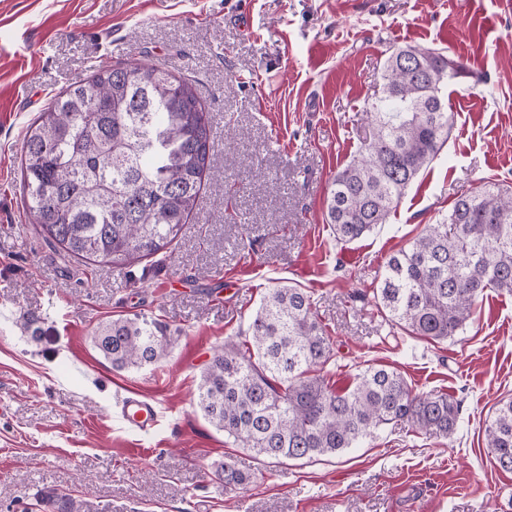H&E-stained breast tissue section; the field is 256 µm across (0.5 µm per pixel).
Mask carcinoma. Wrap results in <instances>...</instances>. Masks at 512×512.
Segmentation results:
<instances>
[{
  "label": "carcinoma",
  "instance_id": "1",
  "mask_svg": "<svg viewBox=\"0 0 512 512\" xmlns=\"http://www.w3.org/2000/svg\"><path fill=\"white\" fill-rule=\"evenodd\" d=\"M467 74L436 49L389 54L382 95L364 104L371 133L359 157L336 170L324 220L351 242L387 223L405 190L445 146L453 125L442 89ZM216 132L194 80L155 64L100 63L27 127L20 182L31 224L70 258L125 268L168 248L196 213ZM487 288L512 293V190L497 183L457 196L390 256L376 306L414 336L445 341L471 320ZM115 371L164 358L169 327L135 314L92 336ZM332 358L313 299L293 286L269 289L245 341L227 340L204 368L196 409L232 442L271 464L335 455L388 424L447 437L460 403L415 393L397 371L367 368L339 390L314 374ZM496 466L512 472V397L485 426ZM224 489L250 482L232 457L218 468Z\"/></svg>",
  "mask_w": 512,
  "mask_h": 512
}]
</instances>
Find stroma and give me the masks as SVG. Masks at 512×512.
<instances>
[{
    "instance_id": "1",
    "label": "stroma",
    "mask_w": 512,
    "mask_h": 512,
    "mask_svg": "<svg viewBox=\"0 0 512 512\" xmlns=\"http://www.w3.org/2000/svg\"><path fill=\"white\" fill-rule=\"evenodd\" d=\"M444 50L454 126L387 224L338 241L323 219L331 179L358 154L362 106L394 47ZM146 59L196 79L211 107L215 169L172 252L130 270L69 259L29 224L22 138L100 60ZM512 186V0H0V512H512V472L484 429L512 397V294L486 289L465 329L436 343L375 305L384 265L460 192ZM314 294L339 387L369 367L462 403L453 434L403 424L359 447L270 464L232 445L195 407L214 346L238 340L269 288ZM40 316L32 340L16 320ZM145 313L176 332L170 353L113 371L92 333ZM136 393L162 410L140 437L115 416ZM233 457L253 476L229 491ZM217 472L219 479L224 482L226 490L243 489L251 479V474L240 469L233 457L224 458V462L219 465Z\"/></svg>"
}]
</instances>
